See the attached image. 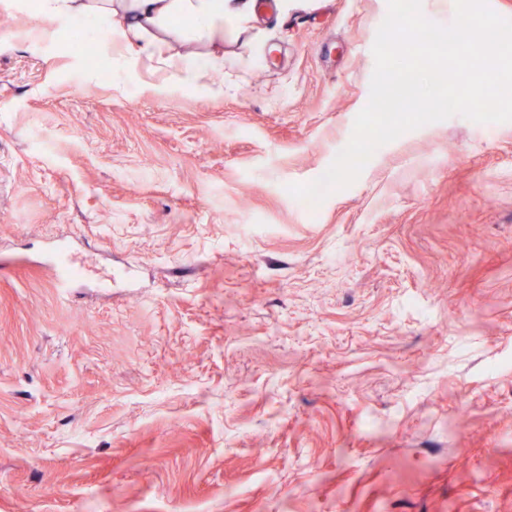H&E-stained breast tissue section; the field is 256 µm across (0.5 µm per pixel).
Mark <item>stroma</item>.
<instances>
[{
	"instance_id": "obj_1",
	"label": "stroma",
	"mask_w": 512,
	"mask_h": 512,
	"mask_svg": "<svg viewBox=\"0 0 512 512\" xmlns=\"http://www.w3.org/2000/svg\"><path fill=\"white\" fill-rule=\"evenodd\" d=\"M256 4L132 54L0 0V512H512V122L309 210L387 0ZM54 243L96 259L64 297Z\"/></svg>"
}]
</instances>
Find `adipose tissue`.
<instances>
[{"label":"adipose tissue","mask_w":512,"mask_h":512,"mask_svg":"<svg viewBox=\"0 0 512 512\" xmlns=\"http://www.w3.org/2000/svg\"><path fill=\"white\" fill-rule=\"evenodd\" d=\"M118 5L124 13L125 32H139L145 25L178 14L190 18L200 33L210 36L252 7L251 0H118Z\"/></svg>","instance_id":"ef3b65f1"}]
</instances>
